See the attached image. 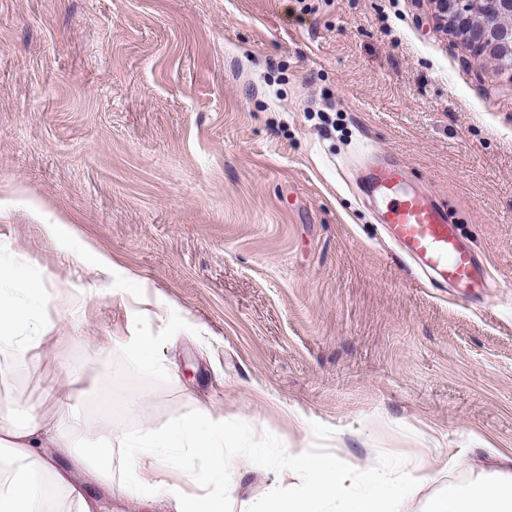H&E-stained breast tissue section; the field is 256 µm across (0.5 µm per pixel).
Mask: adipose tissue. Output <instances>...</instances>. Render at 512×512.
<instances>
[{
	"instance_id": "adipose-tissue-1",
	"label": "adipose tissue",
	"mask_w": 512,
	"mask_h": 512,
	"mask_svg": "<svg viewBox=\"0 0 512 512\" xmlns=\"http://www.w3.org/2000/svg\"><path fill=\"white\" fill-rule=\"evenodd\" d=\"M76 261L93 276L96 288L116 283L134 284V277L106 255L91 248L81 249ZM44 302L40 280L16 266L0 263V349L8 350L17 367L35 365L39 359L34 337L37 315ZM224 422L202 408L174 421L162 431L146 430L140 436L120 440L130 449L121 469V491L130 498L144 500L163 495L178 501L180 512H224V498L204 495L186 498L175 483L155 479L166 467L190 476L191 459L207 457L212 475L223 481L251 473L257 467L252 456L241 455L225 462L217 450L224 445ZM111 447V438L89 440L81 421L24 423L0 430V448L11 460L0 470V512H49L52 491L66 490L71 512H91V505L75 483L71 471L82 473L85 481L108 483L112 471L91 463L83 448ZM420 467H412L397 477L361 482L354 469L343 466L334 455H313L307 449L289 453L288 469L278 472V493L264 512H404L407 498L421 483ZM427 512H512V483L481 482L462 492L433 498Z\"/></svg>"
}]
</instances>
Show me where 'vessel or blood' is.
<instances>
[{
    "instance_id": "b4317fda",
    "label": "vessel or blood",
    "mask_w": 512,
    "mask_h": 512,
    "mask_svg": "<svg viewBox=\"0 0 512 512\" xmlns=\"http://www.w3.org/2000/svg\"><path fill=\"white\" fill-rule=\"evenodd\" d=\"M368 192L377 221L389 241L434 288L482 285L486 272L462 237L447 205L430 193L411 188L402 165L385 158L370 167Z\"/></svg>"
}]
</instances>
